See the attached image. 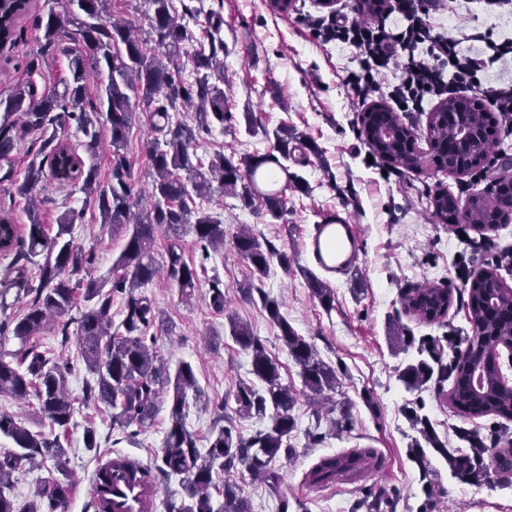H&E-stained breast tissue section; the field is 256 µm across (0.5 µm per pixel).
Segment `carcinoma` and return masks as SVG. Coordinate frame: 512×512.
Returning <instances> with one entry per match:
<instances>
[{"mask_svg": "<svg viewBox=\"0 0 512 512\" xmlns=\"http://www.w3.org/2000/svg\"><path fill=\"white\" fill-rule=\"evenodd\" d=\"M31 0H0V34L11 43L17 33V21L27 13ZM83 17L63 16L48 12L40 21L45 43L60 40L69 22L77 28L81 41L93 52L95 74L108 72L107 84L98 95V106L87 112L82 103L87 95L91 74L86 58L74 54L69 60L70 79L63 91L36 96L33 84L18 89L0 100L3 117L0 118V157L10 155L16 138L11 117L22 114L29 128L47 131L59 116L76 124L86 138L85 152L94 157L99 143L97 125L100 115L109 124L112 146L111 179L100 185L96 164H86L68 143L51 132L40 148V160H32L24 179L16 185L18 196L28 200V233L19 235L11 213L0 209V257L10 259L5 277L0 281V310L8 308L6 293L30 297L25 312L19 317L3 316L0 335L7 332L21 343L19 353L7 359L0 355V395L18 401L30 397L38 400L39 409L51 424L65 427L70 424L74 407L66 395L67 375L71 363L55 357L33 342L50 320L60 343L70 340V327L76 325L81 341L80 356L94 384L86 385L84 398L100 401L113 409L112 424L127 429L142 425L151 418L164 389L170 399V424L166 430L160 456L154 467L142 470V476L156 474L165 479L178 477L185 497L180 504L170 503L168 512H249L248 504L239 498L236 485L230 481L232 473L245 470L262 476L272 483L279 481L273 464L280 455L292 457L290 443L296 420L292 414L295 393L281 381L279 366L270 357L263 344L253 336L248 325L230 320L231 333L236 343L251 356L250 373L254 380L239 384L234 395V412L240 417H269L271 426L246 438L236 429L232 418L218 417L208 438V449L201 453L197 438L184 423L187 390L196 387L192 366L183 362L175 372L147 340L156 320V312L148 298L139 289L151 283L159 273L153 254L156 233L162 227L178 234L188 227L193 230L201 251V261L195 265L184 260L172 245L168 249L167 277L179 288L182 296H192L200 285L199 271L211 252L224 247V224L210 213L190 207L193 196L203 197L217 189L221 193L239 197L251 206L259 196L266 214L280 219L285 213V197L281 191L261 192L258 181L268 179L263 171L267 164L278 166L288 173V126L274 133L273 151L236 160L221 152L215 153L208 166L193 163L189 148L195 140V130L171 112L186 110L195 113L198 130L208 132L215 124L224 125L230 113L226 112L224 89V40L221 37L223 19H208V44H199L193 54L195 78L184 82L177 64L181 48L193 41L190 30L178 21L173 0H149L152 15L148 16L150 37L157 52L150 54L144 43L133 34L130 24L101 19L104 0H76ZM150 112L152 128L161 135L150 158L154 170L149 207L134 211V183L125 155L128 137L136 109ZM492 112L486 106L467 109V127L472 133L468 148L460 155L448 154V142L455 141L461 132L457 122L441 115L431 128L441 164L446 169L460 165L472 171L481 167L492 149ZM376 135L394 131L400 120L395 112H380L376 120ZM371 148L396 167L409 170L419 168L421 156L407 143L404 136L394 137L379 148ZM64 182L81 185L86 199L100 212L102 223L124 234L125 244L112 266L110 277L73 279L79 272L93 265L90 252L65 239L71 226L79 218L67 212L57 222V231L51 235L42 224L35 205L34 190L45 178V172ZM186 172L182 178L180 172ZM511 182L499 185L493 196L474 195L464 210H459L448 193L433 197L435 215L445 224L464 222L482 231H491L503 215L512 208ZM237 253L248 262L252 276L266 277L273 261L288 267V257L272 247H263L248 225L240 226L235 235ZM308 286L326 311L334 309L335 290L319 277L308 275ZM270 320L280 331V340L289 355L300 366L302 385L312 396L323 398L325 392L336 390V369L324 362L313 346L300 336L279 310V303L257 289ZM82 294L88 303L78 318L64 319ZM122 295L123 331L110 332L112 327V295ZM452 304V293L439 286L418 288L405 296V308L430 323H439ZM467 308L473 335L460 340L432 338L422 340L417 356L410 359L399 374V380L409 392L421 391L430 382L443 388L451 383L448 401L462 416H498L512 419V387L501 380L503 369L491 361L495 350L507 344L512 347V289L506 288L498 275L485 272L469 288ZM418 407L407 409L412 425L418 428L420 438L410 445L413 459L426 469L427 452L438 454L446 462L452 477L471 483H495L505 486L512 482V448L500 447L503 431L491 428L488 433L465 431L461 439L469 444V451L448 447L439 438L429 418ZM0 434L11 439L18 452L0 457V512H58L65 507L72 492L68 481L53 479L39 487L34 501L17 505L6 493L10 474L24 462H53L56 470H66L67 449L56 437L29 428L20 419L0 413ZM379 459L371 448H355L349 452L326 456L312 467L307 475L310 483L326 485L344 481L354 474L378 466ZM224 472V485H217L218 472ZM224 495V505L214 508L212 491ZM355 509L364 512H389L393 501L382 495L366 494L358 500Z\"/></svg>", "mask_w": 512, "mask_h": 512, "instance_id": "obj_1", "label": "carcinoma"}]
</instances>
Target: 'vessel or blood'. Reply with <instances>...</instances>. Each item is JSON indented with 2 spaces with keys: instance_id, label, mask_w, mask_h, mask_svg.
Returning a JSON list of instances; mask_svg holds the SVG:
<instances>
[{
  "instance_id": "vessel-or-blood-1",
  "label": "vessel or blood",
  "mask_w": 512,
  "mask_h": 512,
  "mask_svg": "<svg viewBox=\"0 0 512 512\" xmlns=\"http://www.w3.org/2000/svg\"><path fill=\"white\" fill-rule=\"evenodd\" d=\"M351 225L343 222L319 224L309 241V250L322 270L333 273L341 269L342 263L336 253L341 246V239L352 236ZM138 465L135 458L129 456L110 457L100 460L98 467L107 471V481L93 480L92 498L107 496L112 512H153L158 497L156 484L142 478L134 477Z\"/></svg>"
}]
</instances>
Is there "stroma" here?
I'll return each instance as SVG.
<instances>
[{
  "label": "stroma",
  "instance_id": "stroma-1",
  "mask_svg": "<svg viewBox=\"0 0 512 512\" xmlns=\"http://www.w3.org/2000/svg\"><path fill=\"white\" fill-rule=\"evenodd\" d=\"M174 4L196 34L206 26L209 13L224 19V94L231 118L223 128L198 136L196 158L205 163L218 152L239 159L268 153L274 144L271 131L285 124L297 133L296 140L288 144V171L303 180L301 186H289L287 212L279 220L266 215L262 202L249 208L234 195L215 194L208 206L224 225V247L204 262L200 288L185 300L161 276L144 290L166 320L165 326L155 329L158 352L169 365L191 363L203 391L201 398L186 399V425L198 437L199 448H206L224 401L232 399L237 385L250 378L251 357L229 331L227 318L232 315L249 324L279 363L282 381L296 394L297 428L291 439L296 454L276 461L281 476L277 488L269 489L264 479L246 473L236 476L250 512H279L283 502L288 512H351L367 489L387 492L395 501V512H420L425 506L430 512H512V486L491 489L452 478L436 457L431 466L439 473L441 485L437 496H427L426 481L409 457L415 435L406 417L410 402L423 400L424 414L452 448L463 447L460 432L474 428L485 432L501 427L512 438V421L461 416L449 407L445 392L433 384L418 395L407 392L398 374L408 356L395 352L393 346L397 336L419 340L472 333L465 304L455 299L443 321L431 324L404 310L403 297L409 291L435 284L457 296L469 289L462 277L466 271L496 272L504 286L512 289V264L492 261L487 253L472 258L466 240L477 237V230L469 224L441 223L432 206L440 190L452 194L462 208L472 195H493L500 181L512 179V140L495 134L491 152L505 154L506 161L495 165L487 181L477 183L468 173L437 170L426 136L427 119L435 109L430 103L424 111L402 119L417 137L420 168L388 165L371 158L361 132L363 108L342 82L346 72L357 67L354 50L322 43L307 25L308 18L321 14L314 0H294L285 15L274 12L270 0H174ZM76 9L75 0H33L19 22L20 37L0 53V99L28 81L41 94L61 88L69 76L70 56L83 45L70 27L58 46L45 49L36 22L51 10ZM429 22L451 35L465 23L492 29L500 38H512L505 17L483 13L475 0H445L443 10L430 15ZM42 137L38 130H19L13 151L0 158V205L11 207L22 228L28 224L27 205L14 196L13 185L22 180ZM154 137L148 112L136 110L126 156L135 189L142 193L152 182L149 148ZM39 198L48 227H55L62 214L78 212L70 237L94 253L95 276L108 274L124 246L123 235L101 223L97 210L77 187L50 178ZM338 216L352 224L358 252L348 271L328 274L336 291L335 308L328 312L307 285L308 274L317 270L307 244L315 225ZM243 224L249 225L262 244L288 257L287 266H272L262 286L279 302L281 313L297 333L335 367L341 381L334 396L335 410L315 413L300 368L278 340L277 327L260 301L241 295L242 289L252 285L250 270L235 248V235ZM215 279L221 280L226 294L221 312L210 304L209 288ZM38 340L42 348L68 358L72 365L66 383L74 404L70 425L51 426L34 399L22 403L0 396V411L59 438L68 450L73 484L66 512H85L90 482L103 455H128L141 465H153L169 425V407L160 404L137 435H130L113 426L110 407L84 401L89 375L77 339L60 344L49 327ZM346 405L351 408L352 423L339 431L333 421L338 408ZM89 428L97 434L98 446L93 450L84 445V432ZM316 428L325 439L312 445L308 433ZM355 448L375 449L379 468L331 486L319 487L306 480V473L320 457Z\"/></svg>",
  "mask_w": 512,
  "mask_h": 512
}]
</instances>
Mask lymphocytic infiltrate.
<instances>
[{
	"label": "lymphocytic infiltrate",
	"mask_w": 512,
	"mask_h": 512,
	"mask_svg": "<svg viewBox=\"0 0 512 512\" xmlns=\"http://www.w3.org/2000/svg\"><path fill=\"white\" fill-rule=\"evenodd\" d=\"M377 17L349 18L334 12L313 27L323 42L354 49L357 68L346 82L359 101L384 97L400 112H419L432 99L480 98L501 116L512 136V81L489 84L488 74L512 58V39L461 26L456 35L437 31L426 18L442 0H383Z\"/></svg>",
	"instance_id": "lymphocytic-infiltrate-1"
}]
</instances>
